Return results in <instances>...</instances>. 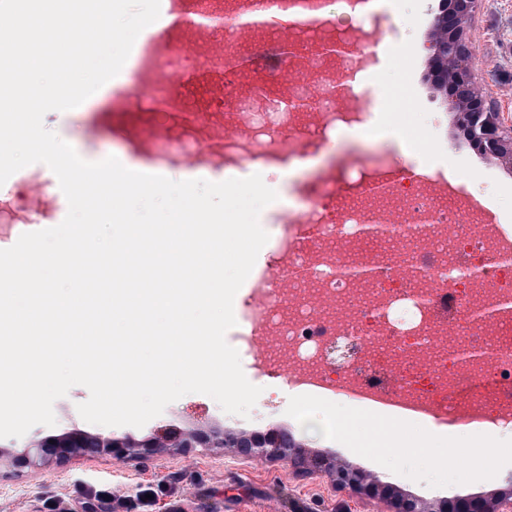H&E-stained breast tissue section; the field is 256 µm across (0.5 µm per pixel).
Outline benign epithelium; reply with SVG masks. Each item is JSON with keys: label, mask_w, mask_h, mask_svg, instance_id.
Returning a JSON list of instances; mask_svg holds the SVG:
<instances>
[{"label": "benign epithelium", "mask_w": 512, "mask_h": 512, "mask_svg": "<svg viewBox=\"0 0 512 512\" xmlns=\"http://www.w3.org/2000/svg\"><path fill=\"white\" fill-rule=\"evenodd\" d=\"M475 4L476 0H455V9L439 23L440 35L435 42V51L437 56L448 63L449 100L459 114L460 124H477L481 135L476 138V143L483 151L509 157L512 155V134L495 121L491 109L486 106L482 94L472 81V67L463 63V60L470 57L464 24ZM224 446L238 449V454L245 459H274L287 450L296 472L303 476L310 474L305 450L284 432L237 442L224 438V433L220 431L170 433L163 438L151 437L136 441L128 437L116 438L110 433H92L71 428L56 435L38 438L22 453L11 456L9 464L16 470L37 469L50 463H62L75 456L109 454L122 459L151 456L160 448ZM333 485L370 493V486L363 482L362 477L347 469L333 472ZM448 512H512V500L502 498L488 502L474 497H462L448 506Z\"/></svg>", "instance_id": "benign-epithelium-1"}]
</instances>
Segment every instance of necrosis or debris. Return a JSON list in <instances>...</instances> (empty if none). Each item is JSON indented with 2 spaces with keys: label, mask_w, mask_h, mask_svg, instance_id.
Instances as JSON below:
<instances>
[{
  "label": "necrosis or debris",
  "mask_w": 512,
  "mask_h": 512,
  "mask_svg": "<svg viewBox=\"0 0 512 512\" xmlns=\"http://www.w3.org/2000/svg\"><path fill=\"white\" fill-rule=\"evenodd\" d=\"M171 2L214 25L140 37L113 96L117 108L153 113L176 103L193 119L115 128L130 153L153 160L161 138L172 146L164 167L230 176L268 157L302 167L339 130L372 129L366 92L336 94L361 57L333 58L320 47L335 40L373 49L392 36L383 11L340 0L331 23L281 31L296 52L278 69L236 72L226 70V55L260 54L270 38L241 24L255 0ZM190 65L223 71V83L183 89L176 76ZM297 193L272 215L274 259L253 269L235 303L243 363L368 407L512 428V233L449 193L447 180L400 169L366 168L340 184L330 167ZM54 207L40 177L0 188L1 224Z\"/></svg>",
  "instance_id": "obj_1"
}]
</instances>
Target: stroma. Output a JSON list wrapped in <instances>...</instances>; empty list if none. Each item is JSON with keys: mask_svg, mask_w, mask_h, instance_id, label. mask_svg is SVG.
Instances as JSON below:
<instances>
[{"mask_svg": "<svg viewBox=\"0 0 512 512\" xmlns=\"http://www.w3.org/2000/svg\"><path fill=\"white\" fill-rule=\"evenodd\" d=\"M436 0H417L403 15L390 19L395 40L386 42L378 63L385 71L382 84L359 82L371 97L392 94L394 99L418 97L426 82L427 67L415 51L429 27ZM466 39L475 62L474 79L500 124L512 131V0H478L465 24ZM112 89L102 87L80 109L51 111L44 125L68 142L84 160L95 162L115 156L125 167L138 169L144 162L131 156L112 134ZM330 156L337 163L351 159L385 161L413 169L409 156L389 139L376 143L335 137ZM436 171L455 173L460 187L489 193L497 219L512 224V174L504 167L488 169L484 153L467 146L463 151L439 153ZM48 181L57 193L52 218H37L13 229H0V244L11 247L21 234L59 225L68 211L65 196L48 166L25 168ZM278 409L274 422H257L226 414L211 397L191 393L169 404L164 412L140 428H115L118 436L141 440L170 428L221 429L235 437L253 438L275 426L291 432L308 457L328 455L335 465L361 474L365 482L387 486L386 495L366 497L348 489L333 488L326 469L308 477L296 476L287 459H241L236 449L163 448L150 457L116 459L110 455L75 457L37 472L17 473L0 467V512H390L395 495L420 499L434 512L442 502L456 498L449 486L432 488L354 453L343 444L323 437L320 427L290 420L285 410L287 389L276 388Z\"/></svg>", "mask_w": 512, "mask_h": 512, "instance_id": "1", "label": "stroma"}]
</instances>
